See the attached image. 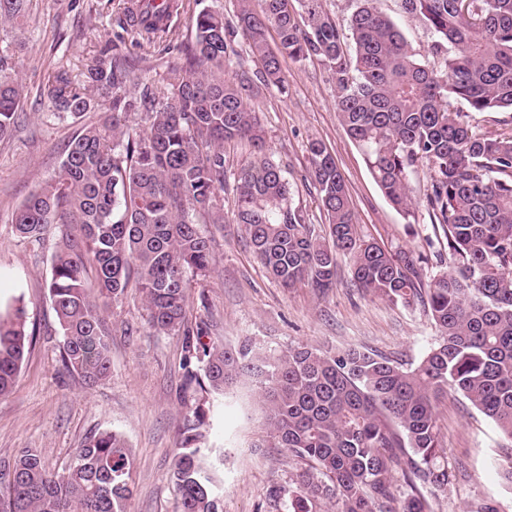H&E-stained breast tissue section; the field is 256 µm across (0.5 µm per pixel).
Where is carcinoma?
I'll return each instance as SVG.
<instances>
[{
	"instance_id": "obj_1",
	"label": "carcinoma",
	"mask_w": 512,
	"mask_h": 512,
	"mask_svg": "<svg viewBox=\"0 0 512 512\" xmlns=\"http://www.w3.org/2000/svg\"><path fill=\"white\" fill-rule=\"evenodd\" d=\"M237 24L202 9L180 43L178 75L164 92L140 84L126 40L107 41L83 64L84 81L58 70L47 81L55 108L100 112L69 141L58 175L32 192L12 219L16 232L41 243L62 230L52 256L49 298L63 338V365L88 383L108 378L109 336L101 311L122 301L136 277L146 321L156 333L180 332L187 408L172 478L181 512H222L207 472V448L196 443L206 423V396L243 377L260 384L269 447L306 461L292 484L275 486L287 512H430L422 489H442L453 476L436 425V401L453 391L492 419L506 441L512 485V136L478 134L468 115L512 112V0H403L432 30L443 69L412 52L394 22L363 0L348 30L321 0H238ZM30 0H0V25L25 18ZM181 0H126L118 27L141 49L171 41ZM277 33L270 48L267 31ZM249 42L267 86L286 87L281 60L317 58L336 85L348 136L390 203L409 224L419 206L408 176L428 166L425 209L442 226L454 269L423 280L419 256L392 253L361 238L345 180L323 144H309L312 176L329 221L323 241L303 212L288 205L290 186L264 157L237 176L236 223L255 256L284 288L305 283L320 293L336 286L340 254L353 262L366 292L421 303L439 341L413 367L363 348L337 354L308 347L267 357L245 343L202 341L206 322L187 315V288L206 275L212 255L202 224L224 223V142L248 140L258 152L265 133L255 110L253 76L224 78V57L237 34ZM128 84L142 85L135 95ZM24 86L0 62V138L12 133ZM145 113L141 132L127 118ZM94 269L96 294L87 285ZM34 332L23 297L0 312V396L9 394ZM407 458L401 477L394 459ZM133 459L117 432L89 436L58 472L35 448L0 460V512H127Z\"/></svg>"
}]
</instances>
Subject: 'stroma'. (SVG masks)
I'll return each mask as SVG.
<instances>
[{
  "mask_svg": "<svg viewBox=\"0 0 512 512\" xmlns=\"http://www.w3.org/2000/svg\"><path fill=\"white\" fill-rule=\"evenodd\" d=\"M123 0H31L16 27H0V57L26 86L18 125L0 138V303L23 295L38 336L24 359L16 388L0 399V460L35 448L49 470H60L87 437L115 431L133 452V496L128 512H179L172 463L180 444L185 356L181 334H156L145 324L139 290L129 285L122 302L105 314L112 330L109 377L88 385L62 364V338L49 299L51 258L57 230L41 244L19 238L11 224L20 204L57 175L67 143L98 113L73 116L56 111L39 89L60 64L80 78L85 58L117 31ZM393 20L418 58L439 67L430 46L433 33L405 12L402 0H375ZM287 92L259 87L252 101L265 130L268 157L290 185L292 206L303 210L318 237L328 234L311 176L310 142L332 155L351 197L360 236L387 250L426 258L425 278L449 271L452 263L440 225L426 211L406 223L370 174L364 156L347 135L336 108V88L316 59H286ZM252 159L247 141L224 147V221L204 225L215 260L206 277L188 290L191 318L209 325L211 338L237 346L252 341L261 350L308 346L338 353L358 346L404 366L417 364L440 338L422 305L404 306L357 287L350 257L337 258L336 286L321 294L300 284L286 289L256 258L235 221V178ZM437 425L453 467L446 488L429 496L432 512H475L494 502L512 512V487L501 480L502 440L494 423L460 395L440 398ZM264 403L258 383L243 378L210 397L200 447L211 459L223 512H286L270 490L288 485L302 463L266 444Z\"/></svg>",
  "mask_w": 512,
  "mask_h": 512,
  "instance_id": "35a3bbf8",
  "label": "stroma"
}]
</instances>
